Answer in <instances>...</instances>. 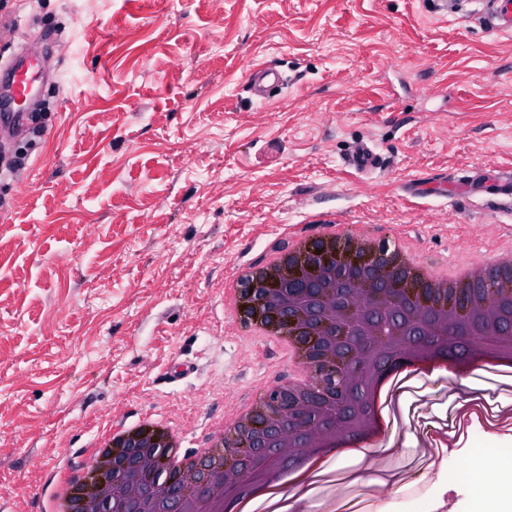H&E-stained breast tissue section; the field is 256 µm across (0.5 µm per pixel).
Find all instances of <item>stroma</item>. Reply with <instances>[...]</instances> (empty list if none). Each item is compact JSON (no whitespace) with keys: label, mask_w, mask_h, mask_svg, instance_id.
Here are the masks:
<instances>
[{"label":"stroma","mask_w":512,"mask_h":512,"mask_svg":"<svg viewBox=\"0 0 512 512\" xmlns=\"http://www.w3.org/2000/svg\"><path fill=\"white\" fill-rule=\"evenodd\" d=\"M21 31L61 66L13 152L23 187L0 183V512H48L112 425L143 415L201 446L212 421L295 370L284 348L238 321L224 280L294 238L312 214L434 266L512 246V199L420 198L411 181L512 174V35L427 16L421 0H31ZM290 83L261 104L246 62ZM381 168L354 174L357 142ZM189 373L176 377L178 364ZM458 390L417 381L404 436L388 448L386 496L314 484L309 512H469L466 479L512 448L488 404L512 405L493 371Z\"/></svg>","instance_id":"stroma-1"}]
</instances>
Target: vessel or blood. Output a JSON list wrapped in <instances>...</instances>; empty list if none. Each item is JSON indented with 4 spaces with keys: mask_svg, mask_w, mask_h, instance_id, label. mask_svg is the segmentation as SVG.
Wrapping results in <instances>:
<instances>
[{
    "mask_svg": "<svg viewBox=\"0 0 512 512\" xmlns=\"http://www.w3.org/2000/svg\"><path fill=\"white\" fill-rule=\"evenodd\" d=\"M428 12L438 19L448 15L476 20L489 34L512 33V0H425ZM246 84L259 101L270 102L282 88L284 77L276 68L255 62L246 70ZM44 74L43 65L25 50H18L0 67V130L27 132V116L39 101L35 85ZM346 166L358 173H372L381 166L373 146L360 142L346 155Z\"/></svg>",
    "mask_w": 512,
    "mask_h": 512,
    "instance_id": "vessel-or-blood-1",
    "label": "vessel or blood"
}]
</instances>
